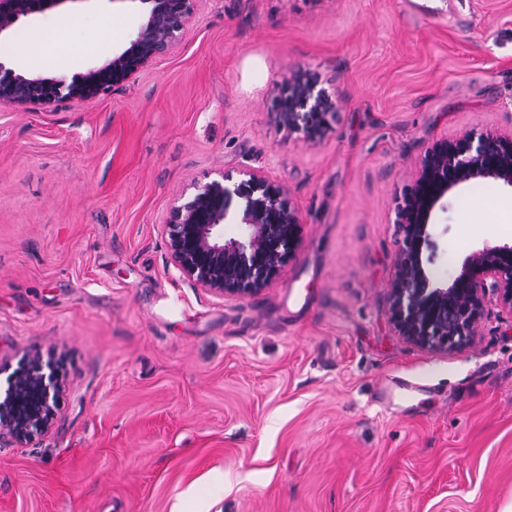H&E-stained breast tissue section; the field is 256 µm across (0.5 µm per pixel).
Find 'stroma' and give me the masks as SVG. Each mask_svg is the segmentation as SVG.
<instances>
[{
	"label": "stroma",
	"instance_id": "stroma-1",
	"mask_svg": "<svg viewBox=\"0 0 512 512\" xmlns=\"http://www.w3.org/2000/svg\"><path fill=\"white\" fill-rule=\"evenodd\" d=\"M141 0H67L0 37L55 79L136 35ZM339 99L324 139L271 121L288 76ZM512 126V0H201L161 58L89 101L0 105V384L35 350L68 385L54 426L0 441V512H503L512 314L445 354L387 312L396 208L433 143ZM285 188L301 245L223 301L166 264L178 199L224 172ZM449 281L512 240V189L437 212Z\"/></svg>",
	"mask_w": 512,
	"mask_h": 512
}]
</instances>
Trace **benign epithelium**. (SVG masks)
Instances as JSON below:
<instances>
[{
    "label": "benign epithelium",
    "mask_w": 512,
    "mask_h": 512,
    "mask_svg": "<svg viewBox=\"0 0 512 512\" xmlns=\"http://www.w3.org/2000/svg\"><path fill=\"white\" fill-rule=\"evenodd\" d=\"M67 0H0V35L20 19L56 9ZM148 5L136 36L101 66L71 81L18 73L0 61V105L24 108L99 98L157 59L173 52L200 0H141ZM271 118L287 138L316 145L336 121V101L312 72L292 75L277 89ZM241 179L224 173L194 187L171 208L164 233L166 263L189 287L221 300L255 297L282 272L300 243L301 217L287 191L258 171ZM412 187L397 207L398 250L387 305L398 335L422 349L452 353L475 345L488 304L512 314V242L485 243L470 252L449 282L431 279L425 263L436 252L430 226L436 210L462 186L493 180L512 188V134L465 131L428 147L411 172ZM231 220L243 228L224 238ZM67 385L58 364L42 352L28 355L0 391V441L23 446L47 433Z\"/></svg>",
    "instance_id": "benign-epithelium-1"
}]
</instances>
